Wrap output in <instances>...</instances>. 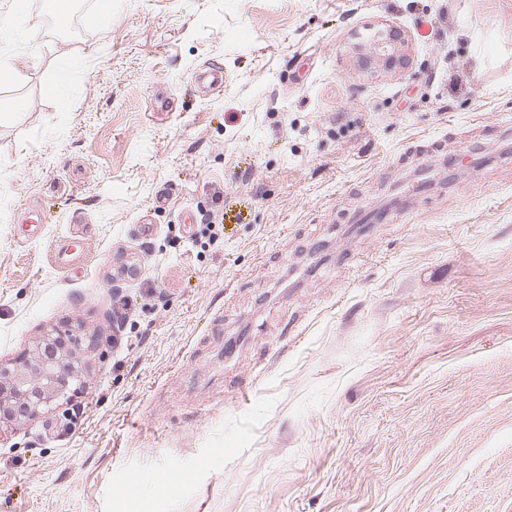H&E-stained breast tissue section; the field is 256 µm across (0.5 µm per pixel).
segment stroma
<instances>
[{"label": "stroma", "mask_w": 512, "mask_h": 512, "mask_svg": "<svg viewBox=\"0 0 512 512\" xmlns=\"http://www.w3.org/2000/svg\"><path fill=\"white\" fill-rule=\"evenodd\" d=\"M49 3L0 0V363L96 357L0 512H512V0ZM353 66L360 73H395L410 65L408 39L403 31L387 28L351 46Z\"/></svg>", "instance_id": "stroma-1"}]
</instances>
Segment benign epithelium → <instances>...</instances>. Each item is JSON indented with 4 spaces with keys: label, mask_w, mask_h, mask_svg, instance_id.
I'll return each mask as SVG.
<instances>
[{
    "label": "benign epithelium",
    "mask_w": 512,
    "mask_h": 512,
    "mask_svg": "<svg viewBox=\"0 0 512 512\" xmlns=\"http://www.w3.org/2000/svg\"><path fill=\"white\" fill-rule=\"evenodd\" d=\"M351 57L360 73H395L411 61L408 39L394 27L352 44ZM89 367V348L80 337L53 331L33 337L22 355L0 363V428L71 403L85 386Z\"/></svg>",
    "instance_id": "obj_1"
}]
</instances>
